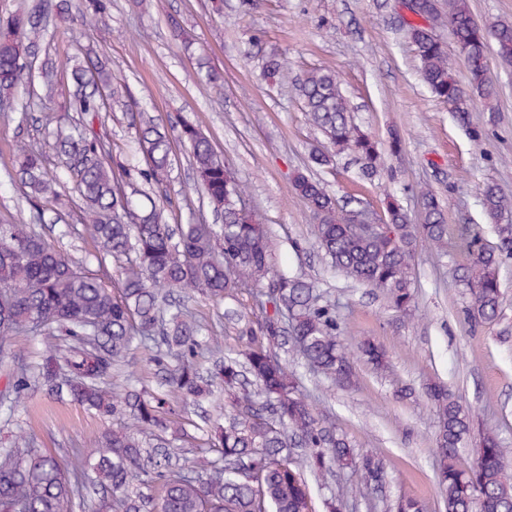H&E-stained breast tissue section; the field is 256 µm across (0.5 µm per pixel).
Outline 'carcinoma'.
<instances>
[{
	"mask_svg": "<svg viewBox=\"0 0 512 512\" xmlns=\"http://www.w3.org/2000/svg\"><path fill=\"white\" fill-rule=\"evenodd\" d=\"M82 0H34L28 9L0 21V100L10 102L20 86L35 80L49 86L55 67L39 60L50 37V23L73 26ZM413 16L403 20L431 94L461 122L480 103L497 110L498 85L489 76L491 61L512 70V23L486 32L468 0H404ZM452 30L463 57L467 82L448 68V53L438 30ZM68 108L79 115L81 129L65 134L52 104L32 95L19 104L36 112L41 127L54 130L68 177L83 200L81 220L92 227L98 243L97 270L75 264L22 219L0 223V343L16 333L52 336L64 332L71 341L51 346L30 376L21 373L13 396L0 399V410L20 406L30 378L58 399H69L112 421L113 428L95 439V448L77 456L71 468L41 454L35 439L14 435L0 448V512H75L83 491L108 493L97 512H315L307 473L328 465L346 470L348 479L323 500L327 512H341L360 486L384 480L380 460L352 448L336 425L315 412L298 378L274 353L294 343L307 364L336 385L352 389L357 374L352 357H363L377 371L390 363L382 346L370 339L351 352L339 338L335 305L317 291L311 279L290 277L271 264L264 225L247 202L243 182L199 129L180 123V139L190 147L198 186L222 224H181L178 232L164 222V210H142L126 191L127 170L94 131L102 113L126 107L112 84L104 55L87 45L69 58ZM295 90L309 122L324 143L312 163L334 165L347 153L364 178L381 175V154L373 137L352 118L336 72L328 67L306 71ZM136 131L148 172L156 184L172 166V137L148 112L136 113ZM16 177L26 202L55 198L57 176L49 175L42 156L18 153ZM292 189L317 222V244L331 267L344 277L378 292L407 312L414 304L415 259L419 247L442 255L448 247V225L437 194L419 186L421 223L410 222L397 200L384 203V224L365 234L348 223L318 180L299 173ZM481 203L498 237L489 245L477 231L464 229L460 247L466 261L455 281L466 288V312L476 322H492L502 311L499 268L512 258V197L495 183L484 186ZM118 265V275L108 262ZM252 289L257 331L238 353H224V337L200 336L196 317L168 298L198 292L215 303L235 301ZM149 352L165 346L176 361L170 390L162 396L145 388L110 381L112 366L123 359L134 340ZM224 355L217 379L224 387V424L188 431L190 421L169 408L170 401L197 403L211 394L197 362L199 351ZM424 395L439 419L436 459L445 512H512V458L494 429L483 433L477 461L459 464V448L470 433V411L448 390L430 384ZM191 441L208 456L202 471L173 468L171 443ZM149 496L133 491L134 482Z\"/></svg>",
	"mask_w": 512,
	"mask_h": 512,
	"instance_id": "obj_1",
	"label": "carcinoma"
}]
</instances>
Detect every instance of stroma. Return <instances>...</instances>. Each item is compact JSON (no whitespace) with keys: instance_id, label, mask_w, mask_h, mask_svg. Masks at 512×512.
<instances>
[{"instance_id":"stroma-1","label":"stroma","mask_w":512,"mask_h":512,"mask_svg":"<svg viewBox=\"0 0 512 512\" xmlns=\"http://www.w3.org/2000/svg\"><path fill=\"white\" fill-rule=\"evenodd\" d=\"M107 8L87 14L74 30L58 29L46 54L56 64L52 97L63 102L68 55L77 44H94L108 60L115 83L121 84L133 108L147 109L161 124L178 118L196 124L224 155L243 181L251 206L267 225L272 261L278 269L315 279L336 304L341 337L347 345L368 338L387 352L392 368L377 373L356 361L358 385L346 391L313 373L295 351L284 357L301 375V389L316 412L335 422L359 452L378 456L385 482L379 491L362 490L343 512H395L398 498L416 496L424 512H444L434 470L438 418L422 394L438 381L468 407L472 429L459 453L462 466L474 463L484 428H495L512 448V258L499 269L503 306L491 323L471 320L463 289L453 271L465 254L458 243L462 228L482 231L496 244L480 198L486 183H497L512 196V73L492 69L500 88L496 113L476 107L469 124L460 123L422 83L411 43L400 18L399 0H105ZM190 31L196 42L184 48L173 24ZM282 54L276 83L261 76L262 59L271 50ZM327 66L341 80L357 124L379 144L384 171L379 179L360 178L358 167L339 156L334 167H313L310 155L321 136L307 120L294 85L304 72ZM219 71L223 95H215L208 70ZM481 138H474L473 130ZM399 132L402 151L391 155L388 140ZM114 156L124 161L127 189L149 191L146 164L128 114L115 112L99 129ZM53 136L23 122L20 113L0 116V222L30 218L11 182L19 147L42 150L50 171H57ZM172 169L163 188L172 201L171 224L211 222V212L195 188L189 148L173 145ZM310 172L341 202L360 201L381 208L393 194L412 222L420 208L411 189L429 184L437 193L448 224L443 256L420 250L416 261L415 306L401 315L381 294L355 285L331 270L317 245V225L305 202L292 190L296 173ZM83 202L65 187L56 209L59 219L40 227L68 258L96 268L97 243L80 220ZM249 293L238 302L217 305L203 296L189 302L205 329L224 338L225 352L241 349L251 326L242 312ZM48 347L43 336L21 334L0 343V394L7 393L21 365L40 362ZM167 375L165 365L151 362L132 344L121 368V382L156 389ZM414 389L400 398V387ZM105 421L77 403L50 397L33 385L13 415L0 413V440L32 434L37 448L64 462L78 449L90 448L106 429Z\"/></svg>"}]
</instances>
